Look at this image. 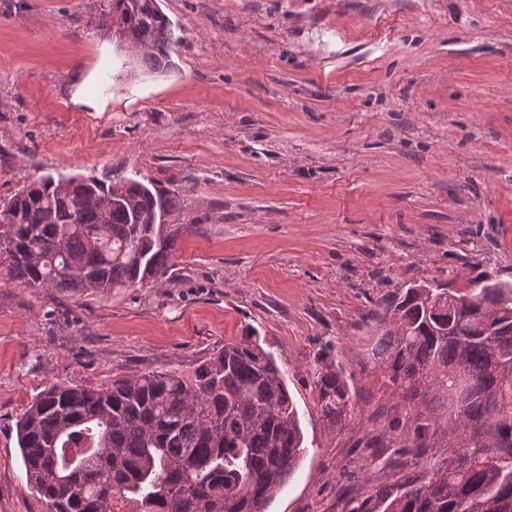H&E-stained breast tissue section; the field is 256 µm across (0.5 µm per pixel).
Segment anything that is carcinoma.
<instances>
[{"instance_id":"carcinoma-1","label":"carcinoma","mask_w":512,"mask_h":512,"mask_svg":"<svg viewBox=\"0 0 512 512\" xmlns=\"http://www.w3.org/2000/svg\"><path fill=\"white\" fill-rule=\"evenodd\" d=\"M126 49L169 66L173 33L157 0H101ZM43 177L0 200V266L29 288L84 294L166 279L178 231L159 234L173 198L136 180L76 185ZM114 196L104 213L101 198ZM369 362L395 398L369 410L355 372H315L328 429L378 428L370 448L397 478L336 502L338 512H512V282L462 292L411 282L361 315ZM26 478L49 512H264L306 453L298 411L264 350L229 343L187 375L146 371L107 385H53L17 424Z\"/></svg>"}]
</instances>
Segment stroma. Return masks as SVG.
Wrapping results in <instances>:
<instances>
[{
    "instance_id": "obj_1",
    "label": "stroma",
    "mask_w": 512,
    "mask_h": 512,
    "mask_svg": "<svg viewBox=\"0 0 512 512\" xmlns=\"http://www.w3.org/2000/svg\"><path fill=\"white\" fill-rule=\"evenodd\" d=\"M100 0H0V198L42 176L136 179L175 199L162 283L70 295L0 269V512H48L17 423L45 388L187 372L252 337L307 454L266 512H337L386 483L313 377L362 395L360 321L411 280L512 281V0H158L151 73L93 25ZM104 111L72 103L75 84Z\"/></svg>"
}]
</instances>
